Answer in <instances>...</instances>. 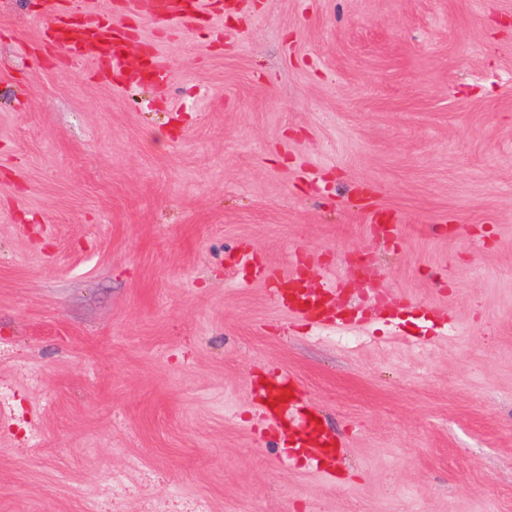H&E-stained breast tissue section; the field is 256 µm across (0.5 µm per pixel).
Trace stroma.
I'll return each instance as SVG.
<instances>
[{
	"instance_id": "obj_1",
	"label": "stroma",
	"mask_w": 512,
	"mask_h": 512,
	"mask_svg": "<svg viewBox=\"0 0 512 512\" xmlns=\"http://www.w3.org/2000/svg\"><path fill=\"white\" fill-rule=\"evenodd\" d=\"M0 512H512V0H0ZM153 11L166 17L174 24L189 27L193 17L183 8L181 0L152 1ZM131 40V34L124 25H100L97 21L88 25H75L69 18L60 16L51 35V46L62 53H68L77 45H90L100 55L108 78L112 70L123 66V56L113 50V45ZM313 428L311 432V441L307 437L297 436L293 442V447H311L313 448V455L317 463H325L326 459L335 456V442L330 435H325L319 432L316 422L313 421Z\"/></svg>"
}]
</instances>
